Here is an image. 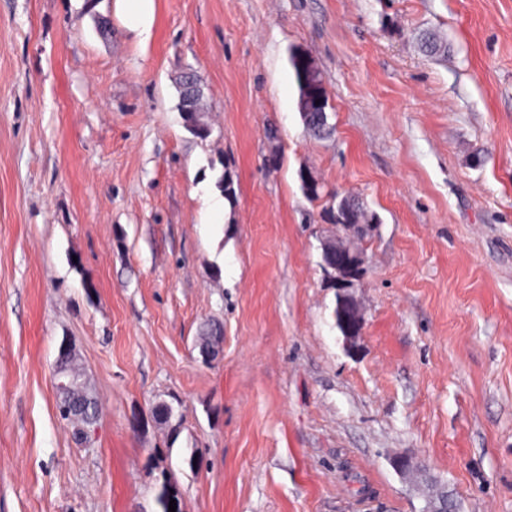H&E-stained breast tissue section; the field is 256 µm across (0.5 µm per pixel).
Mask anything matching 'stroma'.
Here are the masks:
<instances>
[{
	"mask_svg": "<svg viewBox=\"0 0 512 512\" xmlns=\"http://www.w3.org/2000/svg\"><path fill=\"white\" fill-rule=\"evenodd\" d=\"M113 2L0 0V512H157L163 448L183 512H422L394 453L457 512H512V0H155L145 44ZM304 168L378 217L352 346ZM65 338L100 406L81 437L56 413ZM302 52H294L290 57V63L295 73V78L298 84L299 89V98H298V108L301 114L302 120L308 130L313 132L315 135L319 137H324L330 135L331 132L326 129H320L318 127L312 126L310 123H306L302 112L304 110V99H310L313 103L316 104V100L321 99L324 108L327 110L329 108V99L326 93V89L324 86L322 73L313 59L303 53L304 56L313 63L312 69L305 73L303 68L297 62V58H304L301 54ZM200 78V85H199V92L196 99H194L190 104H185L182 90L180 89V86L182 84V79H179V93H180V104L179 109L181 112L182 120L186 128L196 137L200 139H206V137H203L201 135H198V127H201L203 125H207L206 123L201 121L200 115L201 112H205L203 109L202 99H203V92H202V79ZM187 112H192L188 113ZM152 415L161 429H167L169 443H175L180 433L181 417L175 413L173 406L165 401L158 402L153 407Z\"/></svg>",
	"mask_w": 512,
	"mask_h": 512,
	"instance_id": "35a3bbf8",
	"label": "stroma"
}]
</instances>
